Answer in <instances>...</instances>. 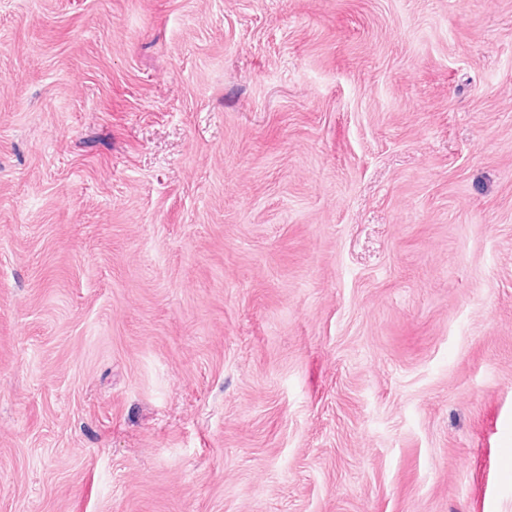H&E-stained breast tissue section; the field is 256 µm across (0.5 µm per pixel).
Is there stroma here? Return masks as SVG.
Here are the masks:
<instances>
[{
    "label": "stroma",
    "instance_id": "1",
    "mask_svg": "<svg viewBox=\"0 0 512 512\" xmlns=\"http://www.w3.org/2000/svg\"><path fill=\"white\" fill-rule=\"evenodd\" d=\"M0 512H512V0H0Z\"/></svg>",
    "mask_w": 512,
    "mask_h": 512
}]
</instances>
